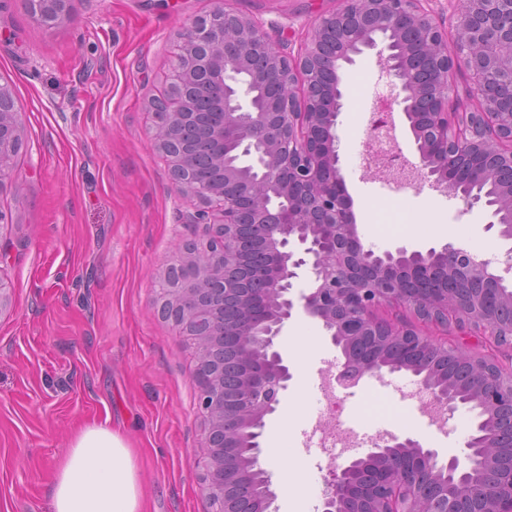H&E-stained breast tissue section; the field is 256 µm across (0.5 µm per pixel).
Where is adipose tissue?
Returning a JSON list of instances; mask_svg holds the SVG:
<instances>
[{"label":"adipose tissue","instance_id":"ef3b65f1","mask_svg":"<svg viewBox=\"0 0 512 512\" xmlns=\"http://www.w3.org/2000/svg\"><path fill=\"white\" fill-rule=\"evenodd\" d=\"M133 453L108 423L77 430L51 485L50 512H142Z\"/></svg>","mask_w":512,"mask_h":512}]
</instances>
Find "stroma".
<instances>
[{
    "mask_svg": "<svg viewBox=\"0 0 512 512\" xmlns=\"http://www.w3.org/2000/svg\"><path fill=\"white\" fill-rule=\"evenodd\" d=\"M261 23L281 51L296 53L314 20L341 0H229ZM214 0H70V17L36 24L23 0H0V84L13 90L24 127L0 181V512H49V485L74 432L91 421L122 428L134 450L145 512H209L196 460L204 436L193 350L158 312L160 279L175 244L207 242L187 223L191 199L174 188L149 128L151 99L162 96L177 33L207 15ZM345 106L339 155L365 247L427 251L462 239L491 247L504 268L512 239L492 226V210L467 207L425 188L398 193L365 174L361 155L385 79L373 51L341 70ZM403 232L378 220L382 205ZM312 336L296 352L289 340ZM277 348L292 375L280 412L265 419L259 465L281 487L271 459L280 430L300 462L306 512H322L329 457L302 445L318 408L325 363L341 364L322 323L296 311ZM417 388L411 373L365 375L343 400L357 430L386 429L466 459L474 415L459 408L447 431L429 425L413 400L392 397V413L364 419L357 403L380 381Z\"/></svg>",
    "mask_w": 512,
    "mask_h": 512,
    "instance_id": "1",
    "label": "stroma"
}]
</instances>
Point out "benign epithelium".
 Segmentation results:
<instances>
[{
    "instance_id": "benign-epithelium-1",
    "label": "benign epithelium",
    "mask_w": 512,
    "mask_h": 512,
    "mask_svg": "<svg viewBox=\"0 0 512 512\" xmlns=\"http://www.w3.org/2000/svg\"><path fill=\"white\" fill-rule=\"evenodd\" d=\"M453 36L422 5V0H343L337 11L314 22L297 55H283L254 18L221 2L179 34L177 63L165 94L151 102L156 115L153 138L170 167L172 182L196 201L193 221L210 230L206 245L183 244L162 277L160 313L190 336L195 373L201 385L199 407L206 432L200 445L202 490L214 512H239L236 486L260 470L258 438L264 418L279 404V392L292 374L275 346L292 317V280L308 265L312 287L301 294L302 311L322 321L344 362L337 382L347 389L367 374L405 370L431 391L439 413L452 415L459 404L481 421L470 435L465 464L440 458L419 441L391 437L366 459L374 469L359 473L360 459H331L323 512H461L464 499L474 512H512V443L505 444L499 419L512 407V295L502 293L504 274L489 271L462 249L448 244L426 252L397 247L375 252L357 234L337 149L343 108L340 70L364 50H377V63L389 79L387 106L395 104L408 122L418 153L413 163L402 154L370 157L365 168L389 185L428 186L461 197L472 208L481 202L467 185L495 181L512 172V0H456ZM32 18L53 27L68 19L70 0H24ZM415 29L416 38L395 57L390 42L378 46L374 30ZM469 71L481 103L465 113L462 128L448 121L454 107V73ZM275 84L277 92L259 105L252 87ZM206 90L215 116L209 126L212 163L224 169L219 182L191 176L196 159L176 139L194 124V97ZM23 135L9 88L0 86V182ZM251 156L252 164L224 165V156ZM252 202V223L264 246L263 288L244 287L240 216ZM493 216L500 234L512 238V180L500 184ZM448 257V274L476 279L501 294L502 309L489 313L482 299L462 304L443 288H405L402 279L427 283L428 257ZM191 266L187 285L181 269ZM236 298L245 311L266 305L263 318L225 330L216 299ZM386 304L408 308L422 322L474 324L492 353L472 357L448 342L435 343L408 322L381 320L374 310ZM240 352L245 369L235 392L224 386V345ZM458 363L461 377H476L466 400L421 364L426 351Z\"/></svg>"
}]
</instances>
